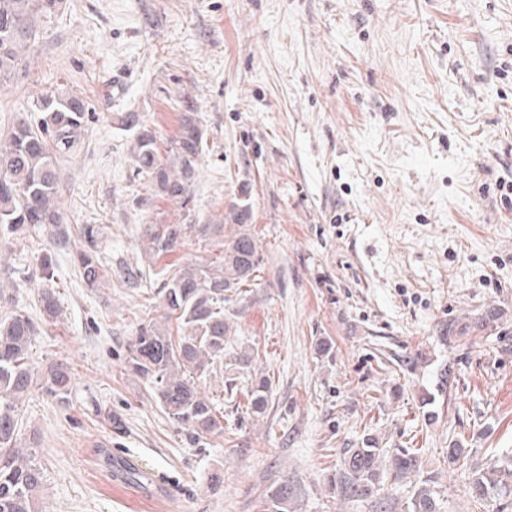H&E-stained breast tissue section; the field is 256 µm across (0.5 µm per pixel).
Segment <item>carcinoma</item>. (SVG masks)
Segmentation results:
<instances>
[{
  "instance_id": "carcinoma-1",
  "label": "carcinoma",
  "mask_w": 512,
  "mask_h": 512,
  "mask_svg": "<svg viewBox=\"0 0 512 512\" xmlns=\"http://www.w3.org/2000/svg\"><path fill=\"white\" fill-rule=\"evenodd\" d=\"M56 2L0 0V78L14 73L21 61L20 48L36 36L34 15L52 13ZM183 105L185 112L169 141L171 159L167 161L160 155L156 134L143 126L137 113L117 112L113 123L131 134L137 173L149 178L155 195L185 208L192 200L204 135L193 115L194 101L185 97ZM28 111L37 113L38 121L21 119L0 140V242L7 243L19 234L48 238L49 247L37 257L41 278L48 281L54 279L56 249L73 242L80 278L95 288L112 275V268L100 256V225L74 227L55 205L59 164L84 149L92 106L77 92L48 91L32 101ZM250 220V207L240 199L228 207L220 224H148L142 236L143 251L151 260L174 252L194 232L224 238L223 253L210 264L167 269L155 296L164 318L175 322L176 333L153 322L143 324L131 338L124 359L125 368L152 384L159 406L197 444L224 434L223 416L200 391L197 379L222 362L229 344L232 319L224 315V293L250 286L257 277L260 256ZM227 225L232 226L228 235L224 234ZM39 310L37 321L22 311L0 318V512H41L38 492L43 472L32 447L18 441L21 402L34 381L57 405H71L72 374L66 363L56 361L38 377L28 363L32 341L63 321V308L49 288L40 293ZM270 397L268 379L252 382L251 413L264 414ZM384 452L371 436L361 446L345 449L334 477L336 493L387 512L378 498ZM388 470L397 480L412 478L420 471L419 456L413 449L398 448L388 457ZM431 484L429 478L415 484L404 512H436V491ZM469 492L491 512H512V465L474 472ZM293 497L288 478L281 477L265 491L258 512H291Z\"/></svg>"
}]
</instances>
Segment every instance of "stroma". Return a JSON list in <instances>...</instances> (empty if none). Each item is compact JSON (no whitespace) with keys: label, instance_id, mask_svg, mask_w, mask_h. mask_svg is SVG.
<instances>
[{"label":"stroma","instance_id":"35a3bbf8","mask_svg":"<svg viewBox=\"0 0 512 512\" xmlns=\"http://www.w3.org/2000/svg\"><path fill=\"white\" fill-rule=\"evenodd\" d=\"M35 26L0 81V139L47 91L92 102L57 206L104 226L114 272L92 290L55 256L65 321L29 359L71 365L73 404L35 387L22 408L43 512H257L283 476L294 512H370L328 483L369 434L417 449L440 512H478L470 472L512 459V0H58ZM184 95L208 144L185 210L153 196L112 122L138 113L167 143ZM239 198L262 262L226 307L250 362L201 380L224 433L196 446L122 360L163 319L159 271L209 264L222 240L188 236L150 265L142 229L218 224ZM126 266L143 287L120 283ZM455 443L470 454L452 465ZM101 444L147 481L112 479ZM271 397V384L268 379L261 377L251 384L249 391V409L254 415L266 412Z\"/></svg>","mask_w":512,"mask_h":512}]
</instances>
